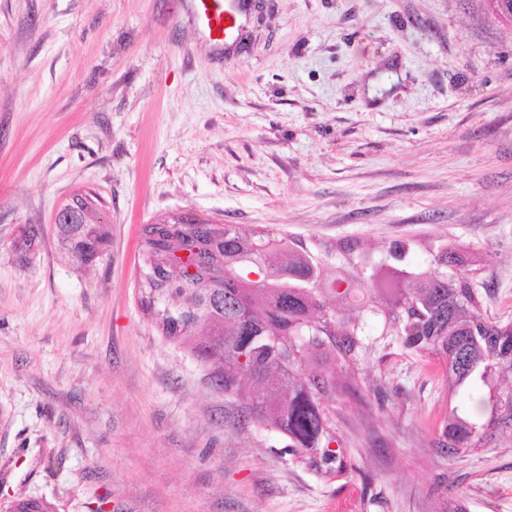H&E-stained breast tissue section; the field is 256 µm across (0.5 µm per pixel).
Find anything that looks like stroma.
<instances>
[{"mask_svg":"<svg viewBox=\"0 0 512 512\" xmlns=\"http://www.w3.org/2000/svg\"><path fill=\"white\" fill-rule=\"evenodd\" d=\"M110 224L76 263L54 214ZM192 215L306 241L445 243L512 321V25L487 0H0V502L59 512H512V429L448 456L433 357L375 324L331 406L346 474L244 420L140 307L139 229ZM36 225L31 249H18ZM197 16L206 35L220 41L230 38L239 28L241 0H196ZM223 21L230 24L223 26ZM56 504V503H55ZM55 504L43 497L20 496L0 503L1 512H56Z\"/></svg>","mask_w":512,"mask_h":512,"instance_id":"35a3bbf8","label":"stroma"}]
</instances>
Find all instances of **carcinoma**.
<instances>
[{
  "mask_svg": "<svg viewBox=\"0 0 512 512\" xmlns=\"http://www.w3.org/2000/svg\"><path fill=\"white\" fill-rule=\"evenodd\" d=\"M68 208L55 225L58 243L90 266L106 255L110 225L94 221L81 197ZM139 251L147 270L160 272L142 281L141 307L161 335L214 366L217 387L244 397V421L281 433L289 451L325 474L346 470L325 402L345 389L342 373L364 355L362 335L375 317L448 371L457 402L438 441L448 455L512 426V398L471 409L476 392L512 375V322L483 314L459 270L464 256L446 244L428 248L419 265L411 240L375 255L357 241L319 245L274 227L181 217L143 225ZM0 512L56 506L20 496L0 503Z\"/></svg>",
  "mask_w": 512,
  "mask_h": 512,
  "instance_id": "carcinoma-1",
  "label": "carcinoma"
}]
</instances>
